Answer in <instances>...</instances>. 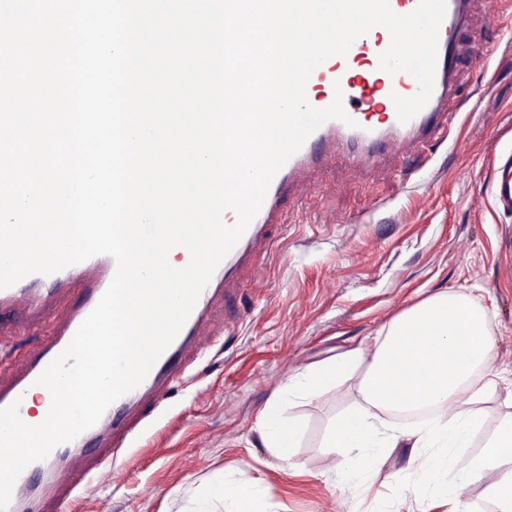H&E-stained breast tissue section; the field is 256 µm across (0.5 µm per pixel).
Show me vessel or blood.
Instances as JSON below:
<instances>
[{
  "label": "vessel or blood",
  "instance_id": "vessel-or-blood-1",
  "mask_svg": "<svg viewBox=\"0 0 512 512\" xmlns=\"http://www.w3.org/2000/svg\"><path fill=\"white\" fill-rule=\"evenodd\" d=\"M475 0H447L439 28L432 95L409 122L400 123L392 94L413 96L416 80L408 73L381 71L379 56L390 45L381 26L356 39L345 55L318 66L306 85L309 103L328 107L335 92L354 126L331 120L317 129L271 181L257 215L230 253L216 267L182 329L162 353L144 381L114 401L99 421L75 439L56 446L43 460L29 464L17 478L6 512H67L70 501L93 482L116 484L120 469L112 456L127 447L150 416L160 414L169 393L180 386L224 334L220 309L232 298L263 287L266 255L285 210H298L315 176L336 164L337 155L367 169L388 156H411L425 163L430 146L446 141L460 110L457 100V56L462 35L472 24ZM500 207L512 210V155L500 162L494 186ZM117 264L100 254L50 275L31 274L0 289V315L11 314L19 327L45 331L41 344L28 354L15 353L14 339L0 336V408L18 403L28 419L26 400L36 379L69 344L110 282Z\"/></svg>",
  "mask_w": 512,
  "mask_h": 512
}]
</instances>
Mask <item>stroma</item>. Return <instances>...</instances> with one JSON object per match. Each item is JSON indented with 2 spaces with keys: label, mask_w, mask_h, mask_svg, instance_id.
<instances>
[{
  "label": "stroma",
  "mask_w": 512,
  "mask_h": 512,
  "mask_svg": "<svg viewBox=\"0 0 512 512\" xmlns=\"http://www.w3.org/2000/svg\"><path fill=\"white\" fill-rule=\"evenodd\" d=\"M494 28L501 37L488 63L460 61L462 107L448 141L413 173L393 161L320 177L315 201L279 230L265 286L248 294L229 342L210 349L166 412L118 455L123 481L78 495L72 512H199L221 481L259 485L260 501L242 512H420L403 500L416 449H394L371 486L359 487L330 445L363 367L285 402L300 427L290 460L263 447L260 414L291 376L371 347L396 315L442 292L466 293L483 308L495 339L491 372L502 377L481 404L474 447L459 449L448 471L471 464L512 416V211L492 195L499 158L512 152V8L478 15L473 32ZM199 388L206 399L195 400Z\"/></svg>",
  "instance_id": "stroma-1"
}]
</instances>
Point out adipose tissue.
<instances>
[{
    "label": "adipose tissue",
    "mask_w": 512,
    "mask_h": 512,
    "mask_svg": "<svg viewBox=\"0 0 512 512\" xmlns=\"http://www.w3.org/2000/svg\"><path fill=\"white\" fill-rule=\"evenodd\" d=\"M485 314L471 297L459 293L430 296L395 317L376 337L371 355L356 348L304 369L288 383L289 393H314L340 379L360 360L368 367L361 384L362 401L344 419L332 439L346 459L345 477L367 483L397 447L418 449L417 475L404 487V499L427 503L448 495L437 480L458 448L472 445L483 423L476 411L497 387L486 367L494 349ZM436 407L452 411L451 420L413 428L390 424L383 413L394 409ZM298 427L270 404L261 415L266 447L288 457ZM459 482H482L498 512H512V421L494 434L472 469L459 471Z\"/></svg>",
    "instance_id": "ef3b65f1"
}]
</instances>
